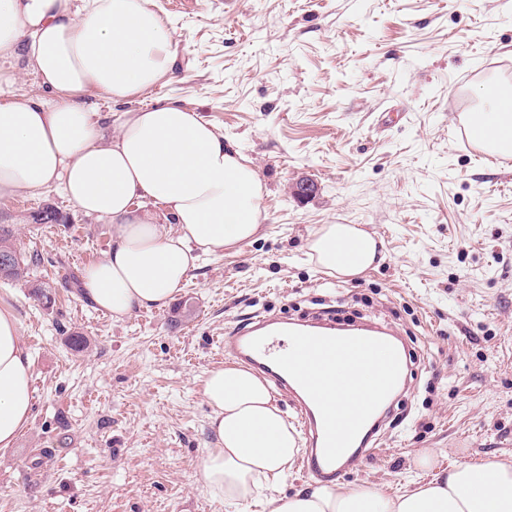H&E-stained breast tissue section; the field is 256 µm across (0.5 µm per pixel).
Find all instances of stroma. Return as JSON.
Instances as JSON below:
<instances>
[{
    "mask_svg": "<svg viewBox=\"0 0 512 512\" xmlns=\"http://www.w3.org/2000/svg\"><path fill=\"white\" fill-rule=\"evenodd\" d=\"M151 6L174 57L152 96L201 112L257 168L262 229L203 258L166 307L115 320L81 293L111 224L55 187L0 198L18 249L40 253L25 279H0L35 388L31 422L0 448V512H239L202 481L213 438L198 379L231 364L228 333L267 313L378 322L413 357L347 484L397 494L421 479L422 449L443 466L512 456V163L456 140L482 85L512 84V0ZM302 178L306 199L288 191ZM46 207L63 223H35ZM325 224L373 234L379 261L324 274L308 244Z\"/></svg>",
    "mask_w": 512,
    "mask_h": 512,
    "instance_id": "35a3bbf8",
    "label": "stroma"
}]
</instances>
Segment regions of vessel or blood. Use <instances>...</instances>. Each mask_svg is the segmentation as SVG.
I'll return each mask as SVG.
<instances>
[{
	"label": "vessel or blood",
	"instance_id": "b4317fda",
	"mask_svg": "<svg viewBox=\"0 0 512 512\" xmlns=\"http://www.w3.org/2000/svg\"><path fill=\"white\" fill-rule=\"evenodd\" d=\"M285 336L292 338V350H284L281 339ZM389 338V333L379 327L364 335L316 330L302 323L288 328L274 318L259 315L250 320L248 327L225 337L224 351L260 370L274 387L290 395L299 412L297 425L308 442L309 451L303 459L305 471L323 479H336L343 473L336 460L346 449L360 448L362 456L369 458L376 441L364 430L366 405H358L343 422H336L315 367L322 359L339 353L352 363L377 365L378 379L404 376L407 354L401 350L384 352Z\"/></svg>",
	"mask_w": 512,
	"mask_h": 512
}]
</instances>
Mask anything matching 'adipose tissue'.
<instances>
[{
    "mask_svg": "<svg viewBox=\"0 0 512 512\" xmlns=\"http://www.w3.org/2000/svg\"><path fill=\"white\" fill-rule=\"evenodd\" d=\"M172 33L149 0H0V58L25 59L53 96L20 98L0 90V197L38 195L57 186L84 213L109 221L112 248L83 275L84 295L119 320L167 305L212 253L258 234L262 183L224 136L177 100L122 112L105 139L85 99L143 98L171 71ZM471 123L486 143L512 155V85L482 88ZM177 224L164 232L161 217ZM353 243L352 259L341 257ZM310 257L331 276L372 266L377 242L350 224H325ZM32 362L10 309L0 308V448L30 422ZM201 392L214 442L203 464L211 498L230 505L264 502L266 512H512V458L439 468L419 451L430 481L388 496L373 487L315 482L293 492L279 485L301 453V437L276 404L270 384L231 364L208 372Z\"/></svg>",
    "mask_w": 512,
    "mask_h": 512,
    "instance_id": "1",
    "label": "adipose tissue"
}]
</instances>
